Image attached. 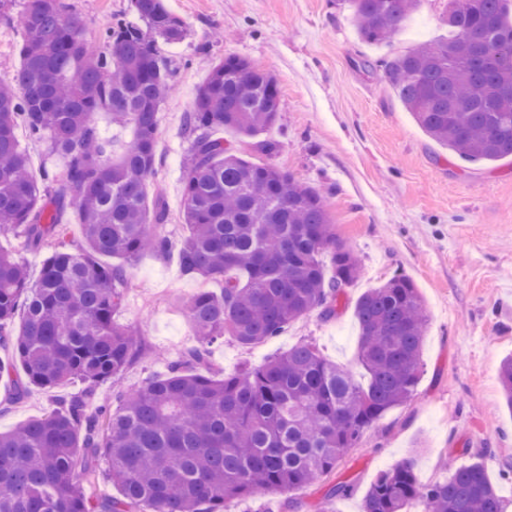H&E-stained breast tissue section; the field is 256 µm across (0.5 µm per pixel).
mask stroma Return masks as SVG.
Here are the masks:
<instances>
[{"mask_svg": "<svg viewBox=\"0 0 512 512\" xmlns=\"http://www.w3.org/2000/svg\"><path fill=\"white\" fill-rule=\"evenodd\" d=\"M85 22L84 36L100 45L107 22L133 19L130 0H68ZM447 0H420L416 12L383 47L362 41L342 0H168L187 37L160 44L170 62L171 90L159 115L162 163L151 180L170 219L164 233L180 244L184 177L191 142L183 116L192 111L209 63L236 54L273 74L281 89L276 141L267 155L254 143L242 155L291 172L317 189L361 273L335 316L311 312L286 333L242 346L233 337L208 359L216 375L256 366L294 345H314L328 360L353 364L358 342L357 298L396 275L412 280L428 324L414 399L390 410L348 449L335 471L303 490L228 500L224 512L266 506L269 512H363L376 475L410 459L420 481L479 461L512 501V411L500 394L501 360L512 355V157L493 162L459 158L433 141L386 82L383 59L421 41L446 37ZM223 279L182 273L174 257L144 254L126 266L117 323L136 328L161 360L130 365L120 379L96 389L95 404L140 389L165 374L195 338L182 301L197 288L220 291ZM82 383L54 392L35 388L22 398L0 380V432L50 411L56 394L77 395ZM339 481L349 495L327 498Z\"/></svg>", "mask_w": 512, "mask_h": 512, "instance_id": "1", "label": "stroma"}]
</instances>
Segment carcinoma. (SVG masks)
Segmentation results:
<instances>
[{
    "label": "carcinoma",
    "instance_id": "obj_1",
    "mask_svg": "<svg viewBox=\"0 0 512 512\" xmlns=\"http://www.w3.org/2000/svg\"><path fill=\"white\" fill-rule=\"evenodd\" d=\"M344 2L361 38L382 44L419 0ZM510 2L448 0L446 39L384 63L385 79L417 124L462 159L512 156ZM131 6L139 23L107 26L99 51L65 0H23L20 66L0 83V229L52 250L32 280L0 248V337L23 367L20 373L0 362V378L22 395L120 377L139 347L136 332L113 314L123 299V262L142 253L174 251L185 274L221 277L224 288H200L185 301L197 343L164 376L120 395L114 408L62 399L0 434V512H224L229 499L303 488L336 469L365 430L415 396L419 382L427 320L418 288L403 276L356 301L361 381L308 343L222 377L206 371L211 347L226 332L254 345L314 310L335 315L360 262L336 235L316 189L243 158L216 136L230 129L256 138L280 112L277 80L235 54L211 63L186 118L189 234L173 249L160 231L167 221L161 196L148 200L147 185L170 77L157 43H179L187 28L166 0ZM97 112L129 128L130 140L118 148L104 139L93 123ZM21 126L64 157L62 168L34 174ZM70 213L83 238L77 250L65 239ZM102 256L116 263L103 264ZM499 380L512 410V356L502 360ZM101 456L120 497L85 493ZM414 503L422 512H506L479 462L428 484L408 462L381 471L363 512H411Z\"/></svg>",
    "mask_w": 512,
    "mask_h": 512
}]
</instances>
